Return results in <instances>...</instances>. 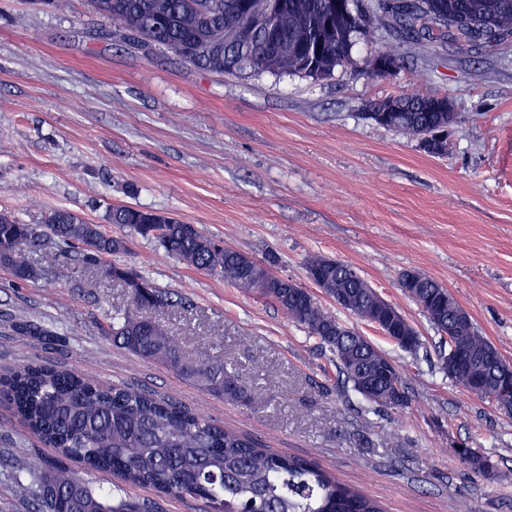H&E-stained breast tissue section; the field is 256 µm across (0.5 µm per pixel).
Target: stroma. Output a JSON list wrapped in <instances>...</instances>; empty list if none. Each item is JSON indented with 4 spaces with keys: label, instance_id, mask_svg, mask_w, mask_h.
I'll return each instance as SVG.
<instances>
[{
    "label": "stroma",
    "instance_id": "1",
    "mask_svg": "<svg viewBox=\"0 0 512 512\" xmlns=\"http://www.w3.org/2000/svg\"><path fill=\"white\" fill-rule=\"evenodd\" d=\"M398 55L391 79L368 77L363 44L323 80L218 76L142 47L88 0L60 10L0 0V210L39 224L65 207L123 236L113 264L171 298L156 321L184 350L240 368L257 406L218 400L114 346L103 330L126 310V288L54 242L28 250L37 280L0 267V375L53 364L151 389L274 452L315 461L384 512H458L462 500L472 512H512V416L445 375L439 333L400 286L416 270L447 287L512 361V37L482 50L440 42L426 57L403 42ZM476 68L482 81L469 76ZM401 94L452 102L443 154L367 119L370 102ZM119 205L172 214L310 287L318 305L399 365L410 407L380 411L343 387L335 355L304 327L121 232L108 221ZM315 253L352 265L393 304L418 332V352L311 287L305 260ZM17 317L50 335L19 334ZM457 443L488 456L493 476L467 471ZM58 459L0 401V512H29L13 495V471Z\"/></svg>",
    "mask_w": 512,
    "mask_h": 512
}]
</instances>
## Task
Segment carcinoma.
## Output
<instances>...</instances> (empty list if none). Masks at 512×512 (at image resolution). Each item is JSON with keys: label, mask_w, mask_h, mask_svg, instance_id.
Listing matches in <instances>:
<instances>
[{"label": "carcinoma", "mask_w": 512, "mask_h": 512, "mask_svg": "<svg viewBox=\"0 0 512 512\" xmlns=\"http://www.w3.org/2000/svg\"><path fill=\"white\" fill-rule=\"evenodd\" d=\"M96 15L112 20L142 45L162 46L184 62L222 75L247 70L273 75L299 74L313 80L333 75L366 44L373 53L398 59L390 39L375 38V28L394 19L399 31L426 52L448 36L461 47L493 45L512 36V0H91ZM275 14L288 44L274 57L263 24ZM407 112L394 129L423 139L448 126L438 109L447 97L404 95ZM108 220L143 238L197 270L217 274L239 288L255 291L305 327L336 355L342 384L370 403L402 410L411 403L399 366L369 338L325 312L306 288L255 287L268 265L213 241L197 227L167 214L129 205L112 207ZM50 238L85 247L84 263L104 267L114 280L135 282L130 309L112 318V343L134 356L161 364L211 396L252 407L240 373L220 359L187 354L176 336L159 327L152 313L170 298L150 281L105 259L122 251L124 241L104 233L68 208L52 210L42 224H26L0 212V260L21 281L39 277L19 250ZM308 278L336 304L360 321L372 319L382 335L401 350L422 345L417 331L394 315V306L349 264L322 255L306 261ZM400 287L440 334L453 336L441 356L448 378L468 387L483 381L481 398L500 396L497 371L502 354L474 324L460 321L457 300L430 277L405 271ZM468 351L469 370L448 369V359ZM0 399L46 448L75 459L92 472H106L112 489L93 488L62 466L17 473L15 492L32 512H160L155 501L135 500L128 487L151 486L166 496L202 503L208 512H382L378 502L336 481L316 463L275 453L256 439L195 414L148 390L101 384L51 365L24 364L0 377ZM490 475V460L463 448L461 464Z\"/></svg>", "instance_id": "carcinoma-1"}]
</instances>
